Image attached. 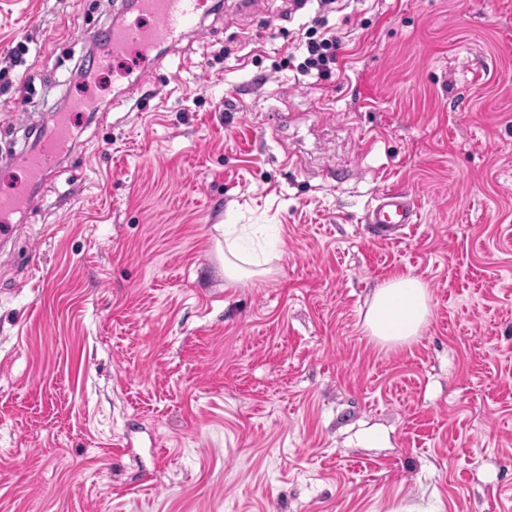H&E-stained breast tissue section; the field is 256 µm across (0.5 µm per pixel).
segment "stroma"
Listing matches in <instances>:
<instances>
[{
  "label": "stroma",
  "mask_w": 512,
  "mask_h": 512,
  "mask_svg": "<svg viewBox=\"0 0 512 512\" xmlns=\"http://www.w3.org/2000/svg\"><path fill=\"white\" fill-rule=\"evenodd\" d=\"M124 13L0 0V160L18 112L95 105L0 246V512H512V0H202L162 74L81 77ZM392 188L397 242L365 222ZM226 224L271 275L225 278ZM408 274L429 323L379 344ZM308 31L311 33H308L310 36H306L308 40L304 43L308 56L300 69L305 73L314 69L317 71L318 78L325 77L331 73L330 64H334L336 60L332 49L336 48L337 36L328 30L315 38L317 31L313 30V27ZM416 216L409 194L400 190H383L376 196L374 205L367 212L366 222L375 229L377 237L397 241L402 230L411 229ZM430 316L431 298L426 285L415 276L404 275L376 288L364 327L379 343L404 346L421 335Z\"/></svg>",
  "instance_id": "1"
}]
</instances>
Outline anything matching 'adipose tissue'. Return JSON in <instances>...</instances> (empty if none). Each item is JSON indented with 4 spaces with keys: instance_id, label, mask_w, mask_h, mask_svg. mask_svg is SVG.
Here are the masks:
<instances>
[{
    "instance_id": "ef3b65f1",
    "label": "adipose tissue",
    "mask_w": 512,
    "mask_h": 512,
    "mask_svg": "<svg viewBox=\"0 0 512 512\" xmlns=\"http://www.w3.org/2000/svg\"><path fill=\"white\" fill-rule=\"evenodd\" d=\"M431 316V298L417 277L404 275L376 288L365 314L364 327L377 342L395 346L411 344Z\"/></svg>"
}]
</instances>
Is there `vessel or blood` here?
Segmentation results:
<instances>
[{
	"label": "vessel or blood",
	"mask_w": 512,
	"mask_h": 512,
	"mask_svg": "<svg viewBox=\"0 0 512 512\" xmlns=\"http://www.w3.org/2000/svg\"><path fill=\"white\" fill-rule=\"evenodd\" d=\"M199 9V0H138L135 17L111 33L109 47L97 58V65L105 67L114 58L134 53L153 56L155 68L166 69L165 59L157 55V48L175 46L195 26ZM68 139L66 120L54 118L38 151L15 155L8 165H0L1 238H10L16 231L10 222L13 213L40 209V201L29 197L25 187L56 173ZM414 216V204L408 193L389 189L378 193L366 221L377 237L396 241L403 229L412 228Z\"/></svg>",
	"instance_id": "vessel-or-blood-1"
}]
</instances>
